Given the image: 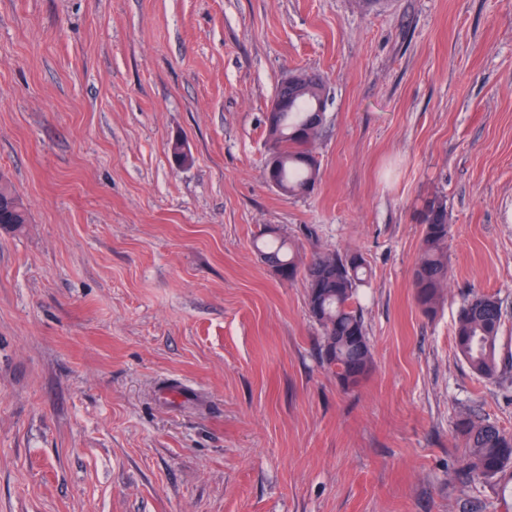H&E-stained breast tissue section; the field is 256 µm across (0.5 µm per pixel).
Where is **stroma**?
I'll list each match as a JSON object with an SVG mask.
<instances>
[{"mask_svg":"<svg viewBox=\"0 0 512 512\" xmlns=\"http://www.w3.org/2000/svg\"><path fill=\"white\" fill-rule=\"evenodd\" d=\"M295 70L330 96L288 197L264 116ZM0 169L31 212L0 231V512H512V469L466 475L455 437L512 434V0H0ZM263 235L366 259L356 387ZM476 293L494 383L453 348ZM423 224V240L419 261L414 271L416 299L429 317L443 298L448 282V211L445 200L433 195L423 200L418 212Z\"/></svg>","mask_w":512,"mask_h":512,"instance_id":"1","label":"stroma"}]
</instances>
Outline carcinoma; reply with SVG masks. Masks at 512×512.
Listing matches in <instances>:
<instances>
[{"label":"carcinoma","instance_id":"carcinoma-1","mask_svg":"<svg viewBox=\"0 0 512 512\" xmlns=\"http://www.w3.org/2000/svg\"><path fill=\"white\" fill-rule=\"evenodd\" d=\"M326 99L315 85L288 95L283 110L266 125L269 153L265 170L271 171L276 189L288 196L311 192L319 178L320 165L314 144L320 136ZM423 224L419 261L414 271L416 299L429 317L443 298L448 282V211L445 200L433 195L423 200L418 212ZM30 223V214L7 174L0 172V229L17 230ZM261 256L284 279L303 273L307 306L322 330L320 355L336 369L342 387L350 388L368 374L371 345L359 307L357 290L369 276L364 257L357 252L317 254L303 265L284 240H267L258 248ZM502 304L475 294L460 308L454 328L456 354L480 378L494 382L499 377L498 334ZM457 437L465 448L463 470L486 480L512 466V434L470 417L456 424Z\"/></svg>","mask_w":512,"mask_h":512}]
</instances>
